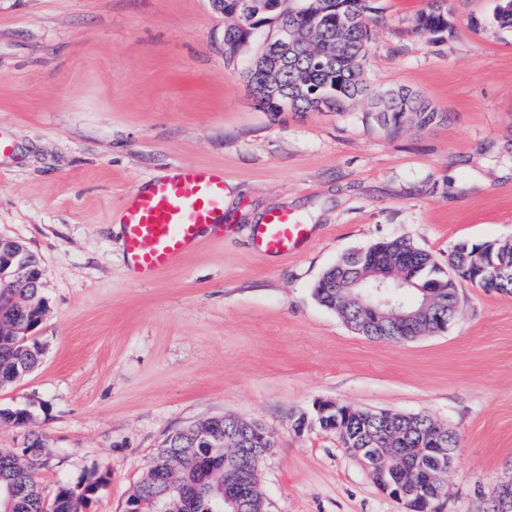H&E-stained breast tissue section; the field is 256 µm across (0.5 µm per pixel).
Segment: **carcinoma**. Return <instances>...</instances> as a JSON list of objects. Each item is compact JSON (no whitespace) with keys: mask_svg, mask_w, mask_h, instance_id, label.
I'll return each mask as SVG.
<instances>
[{"mask_svg":"<svg viewBox=\"0 0 512 512\" xmlns=\"http://www.w3.org/2000/svg\"><path fill=\"white\" fill-rule=\"evenodd\" d=\"M243 0H224V16L233 20L225 32L240 43H252L254 27H272L267 34L269 43L258 48L256 57L263 58L272 47L281 46L277 59L261 69L245 68V77L252 88L259 107L269 112L292 108L298 112L309 110L338 111L346 104L360 99L368 100L380 125L395 132L407 124L422 130L446 119L418 92L399 88L375 91L364 78L370 29L369 13L376 10L373 0H250V11L242 12ZM418 30L423 33H453L448 19V0H427L426 7L417 15ZM341 46L340 55L332 65L323 63L320 54L327 45ZM476 250L503 268L504 278L498 281L497 292L512 294V246L490 241L457 244L448 257V267H469L474 274L478 268L468 266L469 256ZM371 253L386 263L385 272L392 277H412L423 289L437 292V302L421 316L419 323L393 322L392 335L403 342L413 340L423 327H434L436 315L448 314V309L459 303V289H448V279L434 257L405 239L379 241ZM359 274V265L345 262L336 267V286L333 290L317 282V291L323 299L343 305V318L351 326H360L364 336L371 337L376 322L371 312L354 303H344L341 283ZM16 314L31 322L35 312L31 304L41 295L40 285L16 291ZM0 383L6 385L35 370L41 363L43 348L34 337H16L11 351L1 353ZM0 422L24 425L28 422L25 410L0 409ZM430 421L425 415H416L411 426L396 437L391 446L382 448L383 461L394 467L404 460V452L417 449L422 454L424 469H408L403 473L420 483L430 479L443 482L428 451L426 432ZM354 434L366 440L381 433L378 425L352 418ZM46 443L34 440L31 453L0 449V512H43L48 506L52 512H85L98 481L90 480L78 493L62 484L54 498L43 502L35 469L46 455ZM155 479L146 478L128 497L126 507L134 512H156L164 506L167 512H183V499L191 501L193 512H212L224 502V485L232 481L250 494L254 508L267 509L258 490V479L249 470L235 473L224 469V456L212 453L205 446L190 448L177 440L172 448H159L151 460Z\"/></svg>","mask_w":512,"mask_h":512,"instance_id":"carcinoma-1","label":"carcinoma"}]
</instances>
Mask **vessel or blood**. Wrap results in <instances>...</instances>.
Masks as SVG:
<instances>
[{"label": "vessel or blood", "instance_id": "1", "mask_svg": "<svg viewBox=\"0 0 512 512\" xmlns=\"http://www.w3.org/2000/svg\"><path fill=\"white\" fill-rule=\"evenodd\" d=\"M223 212L220 167H179L132 193L121 212L129 272L151 278L168 270L195 246L202 227L217 223ZM253 236L260 252L288 256L307 242L309 229L282 208L255 225Z\"/></svg>", "mask_w": 512, "mask_h": 512}]
</instances>
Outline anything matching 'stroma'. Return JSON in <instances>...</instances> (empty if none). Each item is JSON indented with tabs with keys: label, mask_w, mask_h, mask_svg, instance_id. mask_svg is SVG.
<instances>
[{
	"label": "stroma",
	"mask_w": 512,
	"mask_h": 512,
	"mask_svg": "<svg viewBox=\"0 0 512 512\" xmlns=\"http://www.w3.org/2000/svg\"><path fill=\"white\" fill-rule=\"evenodd\" d=\"M365 78L420 92L447 121L384 130L368 102L260 109L224 62L210 0H0V237L40 260L37 369L0 387V448L46 439L45 499L100 478L86 512H124L162 442L234 416L275 444L271 512H406L335 432H299L332 400L423 414L459 436L444 512H484L512 477V295L460 286L447 331L373 341L312 289L347 253L405 238L447 265L461 241L512 242V29L497 0H451L454 34L416 29L426 0H378ZM217 166L224 222L172 268L128 276L119 215L159 172ZM291 209L310 237L259 252ZM253 236L260 252L271 256H288L307 242L309 229L293 211L282 208L271 211L263 224H255Z\"/></svg>",
	"instance_id": "1"
}]
</instances>
